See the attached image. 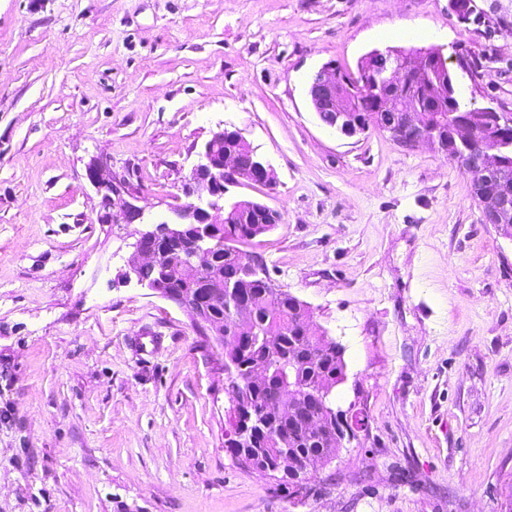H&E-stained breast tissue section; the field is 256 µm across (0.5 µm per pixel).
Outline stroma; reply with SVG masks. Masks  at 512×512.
<instances>
[{
  "label": "stroma",
  "mask_w": 512,
  "mask_h": 512,
  "mask_svg": "<svg viewBox=\"0 0 512 512\" xmlns=\"http://www.w3.org/2000/svg\"><path fill=\"white\" fill-rule=\"evenodd\" d=\"M0 0V512H512V239L427 146L347 138L308 101L324 63L441 48L467 110L512 115V0ZM425 37L391 41L386 29ZM280 211L243 244L343 349L366 428L287 491L224 446V351L141 286L140 230L86 178L167 215L219 129ZM86 177L101 197L100 207L104 211L103 215H100L101 223L136 224L137 221H140L138 224L142 223L144 210L123 198V195L134 198L133 193L125 183L116 180L112 174V166L107 161L91 162L87 167ZM114 197L122 202L118 207Z\"/></svg>",
  "instance_id": "1"
}]
</instances>
